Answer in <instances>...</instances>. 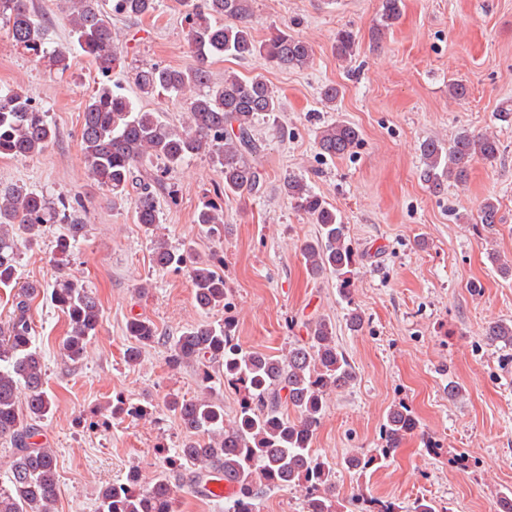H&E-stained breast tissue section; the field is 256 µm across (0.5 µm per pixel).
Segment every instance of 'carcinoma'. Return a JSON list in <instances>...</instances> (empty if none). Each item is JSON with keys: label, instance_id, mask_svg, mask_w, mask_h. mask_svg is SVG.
Here are the masks:
<instances>
[{"label": "carcinoma", "instance_id": "1", "mask_svg": "<svg viewBox=\"0 0 512 512\" xmlns=\"http://www.w3.org/2000/svg\"><path fill=\"white\" fill-rule=\"evenodd\" d=\"M189 24V40L197 65L178 70L157 64L138 68L133 83L143 96L180 97L190 87L202 92L187 103L184 122L171 126L154 112L138 110L126 96L113 91L112 68L118 61L117 33L112 17L145 18L158 10V0H64L65 20L73 46L89 58L102 76L100 86L85 104L80 118L81 148L93 178L112 195V202L132 205L136 223L149 229L158 223L155 190L139 183V192L129 197L134 170L144 160L156 159L166 170L180 167L187 159L208 156L219 176L214 197L200 202L195 223L201 232L221 240L227 232L217 199L257 195L264 176L253 162L259 151L254 122L262 114L280 111V101L266 78L256 74L242 79L226 75L213 79L207 63L215 57L240 60L259 58L279 69H304L313 60L312 47L286 30H276L261 41L255 39L247 0H179ZM402 0H382L377 36L400 17ZM0 19L12 41L31 56L61 72L69 69L68 51L46 47V22L29 0H0ZM355 36L336 34L334 52L348 59L356 52ZM57 138L47 112L29 94L0 88V156L28 157L52 146ZM360 132L345 121L329 123L318 131L321 154L341 157L352 152ZM501 153L493 135H473L463 130L443 147L434 139L420 144L423 180L435 192L452 179L465 183L473 162L492 161ZM284 192L297 209L318 225L316 239L307 243L303 257L311 276H336L339 292L352 304L356 254L346 243V225L336 209L298 176H288ZM79 200L59 196L47 199L25 184L0 183V288L15 287L20 238L32 241L48 224H65L67 233L56 241L55 252L67 254L85 231ZM480 223L500 222L499 205L491 198L479 208ZM488 258L505 280L512 278V262L492 252ZM154 262L161 269L179 268L184 254L160 243ZM222 260L211 257L193 262L189 275L198 309L208 313L227 308ZM44 285L26 283L12 296L13 315L0 324V439L14 443L10 465V488H0V512H54L58 497L56 458L53 451L33 441L35 423L51 412L52 399L44 389L39 353L32 349L31 302ZM52 300L67 314L70 331L60 344L61 353L79 359L98 333L100 302L95 293L68 280H59ZM135 345L125 358L139 360L142 347L157 339L148 320L133 318L127 324ZM485 336L492 342L512 346V320L488 325ZM196 364L199 394L191 399H173L168 407L190 436L150 479L132 469L126 480L104 488L97 512H176L177 482L196 490L217 474L237 487L224 501V512H258V499L268 490L297 487L304 493L305 512H344L336 499V468L313 451L316 431L330 393L350 386L356 373L343 350L336 345L330 321L317 320L305 342L290 346L277 358L245 350L234 333V320L221 324L198 323L185 329L173 342L169 363ZM224 375V384L238 390L240 403L232 423L224 422V402L215 392L213 379ZM27 400L19 404V389ZM418 428V420L399 404L387 414L382 435L385 446L357 453L344 465L360 477L377 469L392 451ZM361 512H396L395 505L377 497L361 498Z\"/></svg>", "mask_w": 512, "mask_h": 512}]
</instances>
